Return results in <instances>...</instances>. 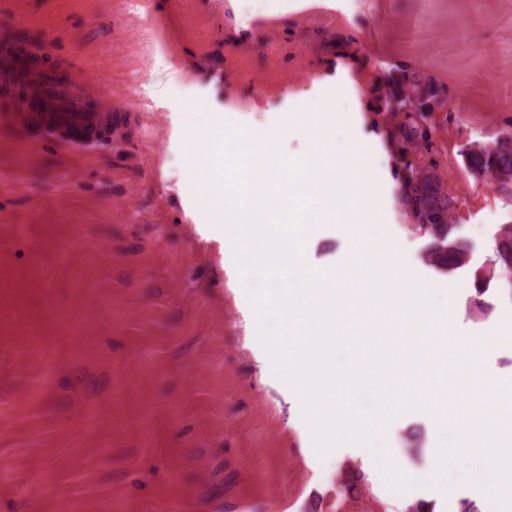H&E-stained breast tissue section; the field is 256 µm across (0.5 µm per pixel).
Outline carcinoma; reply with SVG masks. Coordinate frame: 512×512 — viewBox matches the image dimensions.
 Listing matches in <instances>:
<instances>
[{
	"instance_id": "obj_1",
	"label": "carcinoma",
	"mask_w": 512,
	"mask_h": 512,
	"mask_svg": "<svg viewBox=\"0 0 512 512\" xmlns=\"http://www.w3.org/2000/svg\"><path fill=\"white\" fill-rule=\"evenodd\" d=\"M384 99L395 118L386 131V145L396 160V199L411 226L428 239L424 260L441 272L464 268L470 263V247L459 235L456 198L444 194L432 178L441 170V160L434 150L430 114L442 108L445 95L422 72L407 68ZM466 162L475 174L494 173L498 188L512 195V130L471 150ZM472 280L473 305L482 314L490 306L481 296L492 282L501 281L512 289V224L497 228L492 254L473 270Z\"/></svg>"
}]
</instances>
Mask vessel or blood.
<instances>
[{"label": "vessel or blood", "instance_id": "obj_1", "mask_svg": "<svg viewBox=\"0 0 512 512\" xmlns=\"http://www.w3.org/2000/svg\"><path fill=\"white\" fill-rule=\"evenodd\" d=\"M94 95L78 77V66L67 63L39 76L36 110L29 120L39 126L43 140L73 147H89L108 135L111 113L93 105Z\"/></svg>", "mask_w": 512, "mask_h": 512}]
</instances>
